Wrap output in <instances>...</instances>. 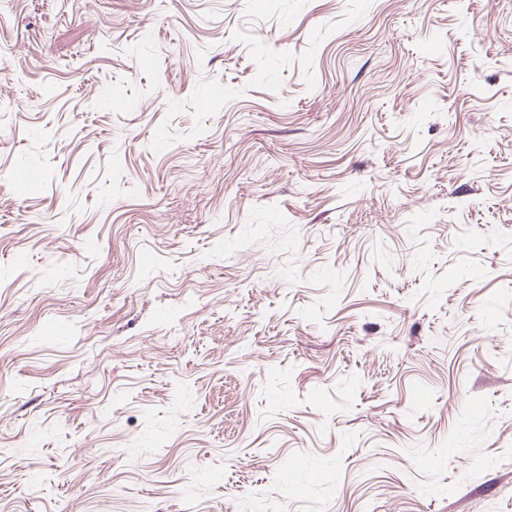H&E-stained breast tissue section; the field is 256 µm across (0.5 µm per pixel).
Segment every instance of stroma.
Instances as JSON below:
<instances>
[{"mask_svg":"<svg viewBox=\"0 0 512 512\" xmlns=\"http://www.w3.org/2000/svg\"><path fill=\"white\" fill-rule=\"evenodd\" d=\"M271 495L512 512V0H0V512Z\"/></svg>","mask_w":512,"mask_h":512,"instance_id":"35a3bbf8","label":"stroma"}]
</instances>
